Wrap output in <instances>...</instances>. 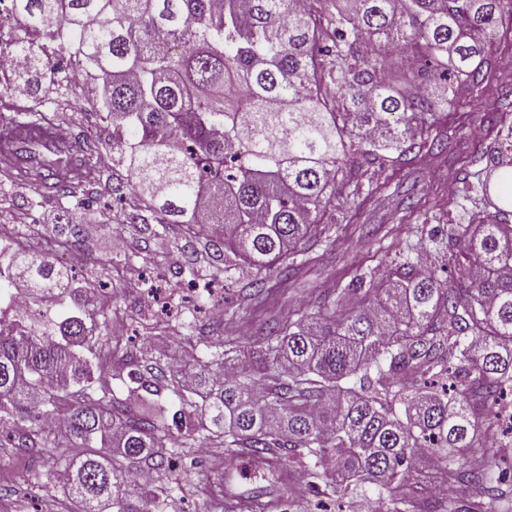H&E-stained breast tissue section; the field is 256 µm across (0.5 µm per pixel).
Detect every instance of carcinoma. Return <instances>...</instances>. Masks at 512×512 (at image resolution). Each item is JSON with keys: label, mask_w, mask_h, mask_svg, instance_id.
Here are the masks:
<instances>
[{"label": "carcinoma", "mask_w": 512, "mask_h": 512, "mask_svg": "<svg viewBox=\"0 0 512 512\" xmlns=\"http://www.w3.org/2000/svg\"><path fill=\"white\" fill-rule=\"evenodd\" d=\"M25 36L0 39V95L11 120L49 119L73 94L58 69L20 63L32 37L46 36L101 86L96 100L112 124V167L104 144L87 141L73 161L92 167L113 195L130 194L139 224H182L214 248L200 274L189 258L176 275L228 278L247 268L242 288L269 297L288 281L295 257L336 246L324 214L336 190L359 189L373 168L440 156L441 112L460 107L464 83L479 96L492 74L487 48L512 34V0H10ZM512 112L489 118L464 176V196L482 214L452 224L450 281L401 255L375 266L333 302L267 323L261 349L222 342L211 364L141 372L134 352L115 356L135 390L177 397L163 421L143 398L117 396L98 364L74 347L85 321H59L3 305L10 268L23 267L34 294L54 290L61 271L12 254L0 270V439L14 448H52L64 463V493L75 512H164L169 488L144 484L132 465L169 468L163 449L202 446L275 456L288 448L312 463L310 486L346 494L375 487L392 512H500L512 486L494 406L512 389ZM31 175L73 217L95 201V184L62 176L67 162L31 153ZM496 180L480 179L488 166ZM126 167L127 176L119 173ZM476 177L471 181L470 177ZM495 198L494 212L484 213ZM63 427L48 431L47 418ZM84 452L72 457L69 448ZM479 452L493 467L472 469ZM483 497L463 506L459 495Z\"/></svg>", "instance_id": "cac0c4a2"}]
</instances>
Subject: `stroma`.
<instances>
[{"label":"stroma","mask_w":512,"mask_h":512,"mask_svg":"<svg viewBox=\"0 0 512 512\" xmlns=\"http://www.w3.org/2000/svg\"><path fill=\"white\" fill-rule=\"evenodd\" d=\"M100 90L86 83L85 98L61 106V117L77 140L111 142L112 128L104 122L92 104ZM512 98V70H496L480 104L462 96L456 113L442 117L447 127L448 149L438 157L418 158L372 173L371 180L385 184L384 192L361 189L358 194L340 196L325 223L340 225L336 246L326 251L314 249L312 259L288 281L283 294L272 300L244 298L240 282H225L224 302L244 303L246 311L235 319L223 317L219 305L201 294H188L184 317H196L194 333L172 334L158 327L153 311L143 306L138 293L128 283L136 277L165 283L171 280L183 253L205 257V239L193 238L172 228L169 237L178 247L170 251L164 263H157L153 240L143 225L127 227L124 251H117L109 225L103 224L99 210L83 211L80 220L83 266L66 267V252L61 243L62 214L54 200H46L37 212L21 207L18 200L0 197V225L23 223L28 235L13 232L8 247L35 248L55 268L66 269L70 280L95 279L101 292L98 306H105L108 295H115L120 312L108 327V336L89 346L79 347V356L95 353L108 359L113 349H148L168 360H183L193 351L197 364H206L209 349L216 343L233 340L258 347L259 338L269 320L287 315L300 304L314 301L337 281H349L357 271L376 266L382 247L392 245L407 249L418 241L426 212L443 208L455 224H465L469 216L459 206V188L464 176V146L484 135L486 115L493 111L498 97ZM413 197L421 210L409 213L399 208L402 198ZM198 467L166 472L165 482L174 484L172 499L178 512H216V499L250 498L256 487H264L266 512H282L284 501H303L307 497L304 476L307 465L286 455L258 462L256 456L241 452L227 456L223 449L211 448L200 457ZM63 467L47 454L25 453L16 448L0 447V512H67L62 483Z\"/></svg>","instance_id":"obj_1"}]
</instances>
